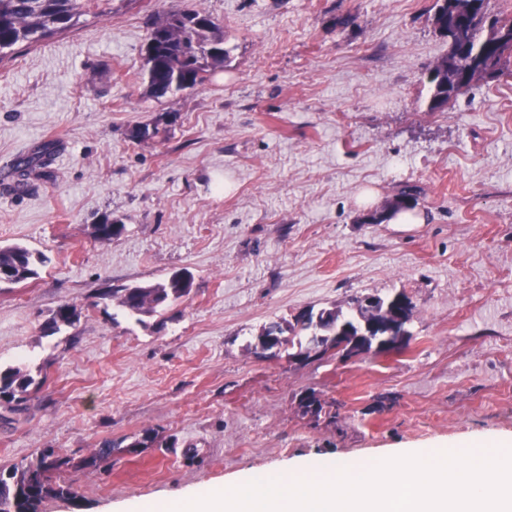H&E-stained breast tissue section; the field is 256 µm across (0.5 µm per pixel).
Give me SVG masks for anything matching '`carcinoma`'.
Masks as SVG:
<instances>
[{
	"label": "carcinoma",
	"instance_id": "carcinoma-1",
	"mask_svg": "<svg viewBox=\"0 0 512 512\" xmlns=\"http://www.w3.org/2000/svg\"><path fill=\"white\" fill-rule=\"evenodd\" d=\"M124 0H0V59L14 53L19 46L30 47L59 32L75 28L82 17L94 14L104 21H112ZM432 23L439 33L448 30V11L458 18L456 31L459 50L437 61L428 72L431 98L430 109L443 107L452 98L450 92H459L471 84V72L479 65L492 68L496 78L512 74V48L497 42L502 32L512 33V19H504L489 9V0H434ZM149 31L142 49L143 70L149 93L163 97L172 92L192 90L201 85L205 74L224 66V25L210 13L195 8H177L154 14L148 22ZM175 122L168 113L153 127L138 128L132 138L138 141L153 139L166 132V126ZM125 225L105 218L95 226L94 234L101 241H110L121 235ZM46 257L35 254L24 246L0 248V270L10 272L15 283L21 284L38 274L37 265ZM194 280L172 275L157 283H142L106 288L100 299L112 302L124 312L138 317H151L165 311L171 304L190 296ZM357 298L348 301L351 313L343 314L334 308L317 310L318 319L295 318V323L282 326L272 323L262 331L264 336L283 337L286 350L303 348V334H311L315 346H325L329 337L336 335L342 321L350 325L362 322L380 324L388 320L389 311L380 303L370 311L355 307ZM80 312L72 304L59 305L45 325L57 333L63 326L78 322ZM40 386L27 371L15 367L0 370V406L11 412L27 408L31 390ZM299 407L305 415L320 417L324 404L313 391L300 395ZM156 435L146 430L127 443L125 439L107 440L78 464L72 459L46 448L35 459L21 464L0 466V512H42L43 503L50 498L68 500L76 509L81 498L71 484L57 481L54 475L73 466L94 469L99 461L114 453L135 454L155 441Z\"/></svg>",
	"mask_w": 512,
	"mask_h": 512
}]
</instances>
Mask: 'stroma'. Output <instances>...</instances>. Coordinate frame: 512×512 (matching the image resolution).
<instances>
[{
    "label": "stroma",
    "instance_id": "35a3bbf8",
    "mask_svg": "<svg viewBox=\"0 0 512 512\" xmlns=\"http://www.w3.org/2000/svg\"><path fill=\"white\" fill-rule=\"evenodd\" d=\"M432 4L129 0L0 62V245L47 258L0 285V367L42 382L0 418V465L154 430L156 446L64 476L85 512H123L310 458L512 440V77L430 109L448 52ZM184 6L223 22L228 56L157 99L148 18ZM168 112L165 139L132 140ZM407 185L423 223H364ZM106 217L125 230L103 242ZM184 269L194 290L163 318L95 302ZM398 293L415 305L400 352H253L305 308ZM64 303L79 322L44 334ZM310 389L336 423L302 415Z\"/></svg>",
    "mask_w": 512,
    "mask_h": 512
}]
</instances>
